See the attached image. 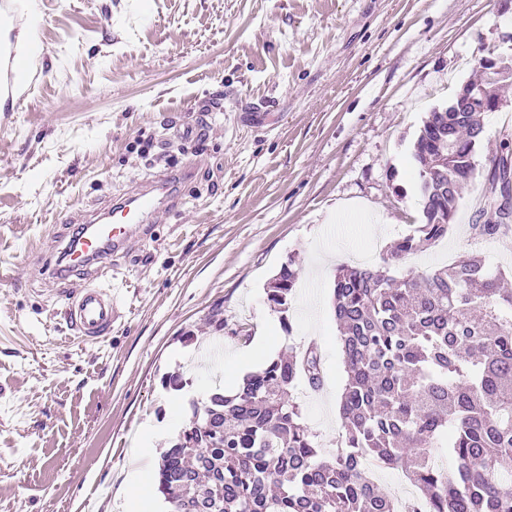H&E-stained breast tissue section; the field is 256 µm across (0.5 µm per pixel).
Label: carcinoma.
<instances>
[{
  "mask_svg": "<svg viewBox=\"0 0 512 512\" xmlns=\"http://www.w3.org/2000/svg\"><path fill=\"white\" fill-rule=\"evenodd\" d=\"M475 112L430 113L413 145L426 222L391 245L380 266L336 269L333 309L346 382L336 452L318 458L294 401L296 382L322 383L308 347L248 374L230 395L190 403L191 416L158 468L171 512H398L368 465L397 468L418 493L411 512H512V289L483 259L466 256L401 279L391 266L448 235L476 177ZM507 224H473L494 237ZM267 287L285 312L298 272L292 263Z\"/></svg>",
  "mask_w": 512,
  "mask_h": 512,
  "instance_id": "obj_1",
  "label": "carcinoma"
}]
</instances>
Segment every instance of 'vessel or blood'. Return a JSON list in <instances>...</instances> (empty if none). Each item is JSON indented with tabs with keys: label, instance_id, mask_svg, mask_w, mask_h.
I'll return each instance as SVG.
<instances>
[{
	"label": "vessel or blood",
	"instance_id": "vessel-or-blood-1",
	"mask_svg": "<svg viewBox=\"0 0 512 512\" xmlns=\"http://www.w3.org/2000/svg\"><path fill=\"white\" fill-rule=\"evenodd\" d=\"M39 76L37 62L22 54L12 35L0 32V104L11 107L25 97L29 83ZM178 202L175 184L168 174L129 192L119 202L87 212L82 235H65L61 241L63 266L50 268L51 278L72 272L91 274L124 254L133 238L153 222L162 206ZM70 326L78 334L101 340L112 331L120 298L116 291L87 286L61 294Z\"/></svg>",
	"mask_w": 512,
	"mask_h": 512
}]
</instances>
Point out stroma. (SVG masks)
<instances>
[{
  "label": "stroma",
  "mask_w": 512,
  "mask_h": 512,
  "mask_svg": "<svg viewBox=\"0 0 512 512\" xmlns=\"http://www.w3.org/2000/svg\"><path fill=\"white\" fill-rule=\"evenodd\" d=\"M41 71L0 106V512H120L116 489L155 474L138 436L191 401L233 389L236 358L267 337L274 357L315 347L323 385L294 399L322 455L342 433L346 381L333 313L336 268L388 247L423 220L413 144L481 60L512 56V0H38ZM481 115L479 171L445 238L395 275L481 256L512 288V229L473 238L488 160L512 134V79ZM211 113L202 141L159 143ZM190 179H182L183 165ZM178 207L159 212L97 284L121 316L102 342L72 331L56 283L62 212L105 207L162 172ZM374 210L376 224L337 214ZM299 272L287 311L267 300L282 264ZM184 386H165L170 374ZM183 408L172 413V397Z\"/></svg>",
  "instance_id": "obj_1"
}]
</instances>
